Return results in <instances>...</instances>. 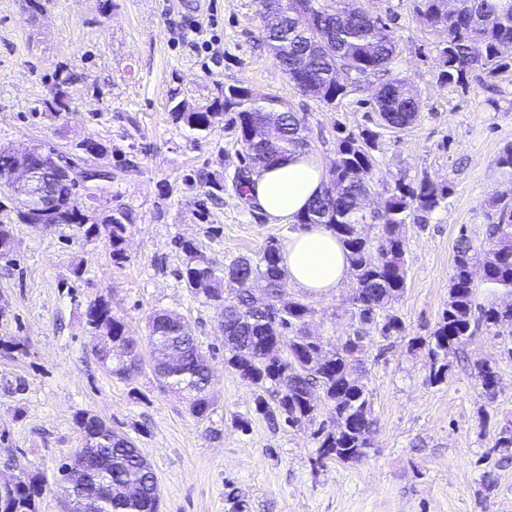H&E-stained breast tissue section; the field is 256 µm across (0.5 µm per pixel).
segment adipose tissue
<instances>
[{
	"label": "adipose tissue",
	"instance_id": "1",
	"mask_svg": "<svg viewBox=\"0 0 512 512\" xmlns=\"http://www.w3.org/2000/svg\"><path fill=\"white\" fill-rule=\"evenodd\" d=\"M327 173L314 153H296L269 168L255 169L248 196L271 224L295 225L281 249L289 283L308 293L331 294L348 278L350 265L335 235L324 225L298 226L299 215L324 192Z\"/></svg>",
	"mask_w": 512,
	"mask_h": 512
}]
</instances>
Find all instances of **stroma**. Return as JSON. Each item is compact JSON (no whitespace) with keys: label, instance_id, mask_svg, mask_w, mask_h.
<instances>
[{"label":"stroma","instance_id":"stroma-1","mask_svg":"<svg viewBox=\"0 0 512 512\" xmlns=\"http://www.w3.org/2000/svg\"><path fill=\"white\" fill-rule=\"evenodd\" d=\"M359 3L388 24L397 53L387 71L331 107L303 95L275 64L258 0H47L35 15L25 0H0V149L87 137L104 144L92 161L111 167V203L131 216L117 262L105 235L40 231L0 210L13 234L10 260L0 261V479L43 478L38 512H65L54 482L83 445L82 412L128 437L152 465L159 512H512V448L494 445L512 420V357L503 352L512 338L479 328L440 383L425 346L448 303L457 238L487 245L489 204L512 190V173L495 164L512 144V70L464 87L445 82L441 37L414 0ZM61 67L74 77L73 104L52 115L41 100ZM393 76L411 82L421 112L404 131L381 130L373 179L389 188L426 174L451 193L427 223L406 228L407 287L393 305L401 333L360 326L351 283L307 298L312 334L334 342L362 335L355 375L372 402L365 456L322 460L316 432L331 422V406L294 427L258 413L261 388L225 368L215 311L179 276L181 241L228 264L285 240L289 228L237 198L238 132L226 116L200 139L171 110L208 103L228 85L278 97L304 115L312 150L328 165L337 127L378 123L372 97ZM201 174L223 184L218 197L193 186ZM99 299L140 339L158 310L189 324L212 368L206 417L156 379L151 356L129 377L106 371L86 322ZM485 362L499 376L491 400L476 381Z\"/></svg>","mask_w":512,"mask_h":512}]
</instances>
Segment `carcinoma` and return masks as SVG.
Here are the masks:
<instances>
[{
    "label": "carcinoma",
    "instance_id": "cac0c4a2",
    "mask_svg": "<svg viewBox=\"0 0 512 512\" xmlns=\"http://www.w3.org/2000/svg\"><path fill=\"white\" fill-rule=\"evenodd\" d=\"M415 0V9L428 27L444 35L439 50L441 77L448 83L464 85L476 71L494 76L512 69V60L503 57L501 47L512 42V0ZM275 4L283 5V25L263 31V42H281L271 53L276 65L296 87L308 88L314 100L332 106L345 96L348 85L339 81L344 71L359 79L386 70L397 44L389 26L373 19L355 0H260L263 12ZM70 77L58 73L42 100L44 111L58 114L70 109ZM381 88L393 95V111L380 113L382 126L401 131L416 119L420 99L407 80L393 77ZM279 99H257L240 87L230 86L211 103L184 112L174 108L175 120L206 137L214 130L216 112L231 114L229 121L247 144L242 160L250 169L271 166L296 152L312 150L304 135L305 117L291 110L279 113L277 134L272 140L251 141L248 129L273 108ZM336 156L328 180L342 190L336 195L322 193L299 216V224H322L336 235L348 253L354 280L351 305L363 324L372 325L381 315L385 322L381 334L388 337L401 329L397 316L389 313L391 304L406 287L405 236L408 224H424L427 217L448 198L450 186L438 184L424 174L409 182L399 179L386 191L385 206L377 223L380 236L365 238L356 229L364 216L357 209L359 197L374 190V182L362 175L374 172L378 132L364 128L358 132L336 128ZM101 155L105 148L90 140L75 143L64 155ZM490 246L484 250L483 283L489 293L512 297V190L492 202ZM21 224H48L85 229L88 237L107 231L112 259H125L123 245L129 213L121 206L100 216L98 209L85 212L70 208L68 198L59 199L57 211L44 216L33 210L16 212ZM185 254L181 278L195 296L214 307L224 335V365L259 388L274 389L275 406L257 397L256 411L280 413L286 423L297 426L316 418L314 391L319 388L334 410V429L321 425L320 457L342 462H357L365 456L370 419L369 393L352 377V362L362 353L360 337L333 345L308 331L309 304L288 291V277L280 266L278 240L267 242L257 257L239 256L230 264H220L193 243L181 244ZM479 253L471 239L461 234L453 251L448 304L437 328L426 345L433 379L441 381L448 372V356L474 335L478 327H501L512 336V300H492L476 304V285L471 269ZM234 278L240 287L224 295V282ZM88 325L97 332L126 344L127 350L114 354L96 352L99 362L115 376L123 377L139 365L138 339L126 334L125 324L112 315L111 308L98 301L89 305ZM147 343L154 356L168 350L179 352L180 360L165 369L154 364L155 372L174 392L190 398V411L198 418L211 407V376L206 355L192 330L181 317L156 311L148 319ZM482 392L492 397L499 378L492 367L478 370ZM93 443L84 444L75 454H88L87 480L68 485L70 462L59 466L57 488L61 495L84 494L85 512H158L157 477L134 443L101 421L92 431ZM43 484L35 477L23 476L12 488L0 487V512H37L36 499Z\"/></svg>",
    "mask_w": 512,
    "mask_h": 512
}]
</instances>
